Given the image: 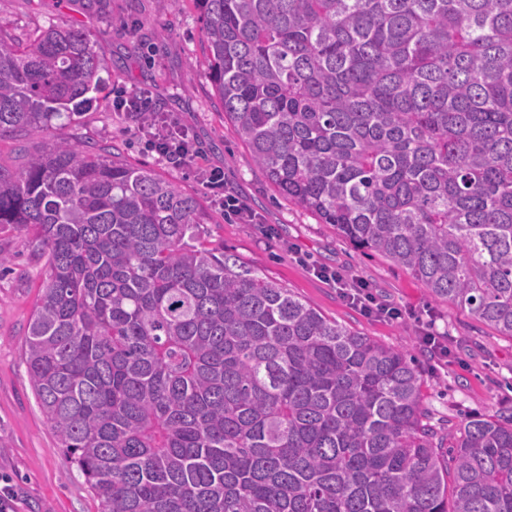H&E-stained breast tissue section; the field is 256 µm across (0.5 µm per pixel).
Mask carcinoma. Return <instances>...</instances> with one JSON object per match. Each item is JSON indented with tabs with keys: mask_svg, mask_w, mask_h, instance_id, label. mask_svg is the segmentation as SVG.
Masks as SVG:
<instances>
[{
	"mask_svg": "<svg viewBox=\"0 0 512 512\" xmlns=\"http://www.w3.org/2000/svg\"><path fill=\"white\" fill-rule=\"evenodd\" d=\"M224 118L280 197L512 338V0H194ZM104 47L0 22V227L45 281L28 373L101 512H512V421L442 435L408 356L200 239L112 145H23Z\"/></svg>",
	"mask_w": 512,
	"mask_h": 512,
	"instance_id": "cac0c4a2",
	"label": "carcinoma"
}]
</instances>
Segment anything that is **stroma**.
I'll return each instance as SVG.
<instances>
[{"mask_svg": "<svg viewBox=\"0 0 512 512\" xmlns=\"http://www.w3.org/2000/svg\"><path fill=\"white\" fill-rule=\"evenodd\" d=\"M60 18L72 20L102 42L109 85L99 103L78 121L58 124L49 135H31L30 148L45 140L113 144L133 165H149L181 189L202 197L208 222L203 237L291 288L328 318L380 343L408 351L422 377L423 407L445 430L475 415L512 416V338L475 319L468 309L429 296L403 268L356 250L334 226L272 191L251 155L225 120L201 60V23L194 0H0V22L33 32ZM144 38L133 44L132 25ZM149 91L154 104L175 114L202 151L206 167L224 173L228 187L275 228L264 236L258 225L225 215L191 168L157 160L140 133L113 108L117 89ZM0 254L12 257V271L0 274V480L10 479L14 512H100L85 478L63 451L33 391L25 335L43 283V264L25 228L0 229ZM329 266L367 280L379 297L404 315L390 322L364 315L337 288L318 279L313 267ZM432 324L454 353L444 363L423 351L421 325Z\"/></svg>", "mask_w": 512, "mask_h": 512, "instance_id": "stroma-1", "label": "stroma"}]
</instances>
